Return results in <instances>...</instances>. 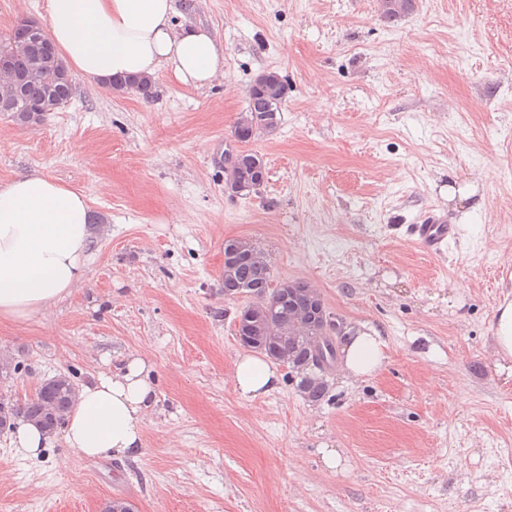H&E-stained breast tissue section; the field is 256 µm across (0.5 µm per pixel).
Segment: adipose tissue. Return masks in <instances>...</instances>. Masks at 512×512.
Here are the masks:
<instances>
[{"instance_id": "adipose-tissue-1", "label": "adipose tissue", "mask_w": 512, "mask_h": 512, "mask_svg": "<svg viewBox=\"0 0 512 512\" xmlns=\"http://www.w3.org/2000/svg\"><path fill=\"white\" fill-rule=\"evenodd\" d=\"M47 37L86 83L107 86L169 69L181 83L202 87L224 64L207 25L176 23L177 0H47ZM96 220L85 196L37 171L0 184V317L23 319L70 294L86 275ZM345 377L378 371L385 342L371 328L351 327L341 348ZM493 356L512 378V301L497 308ZM235 389L252 399L276 391L280 374L267 358L240 355ZM156 403L151 368L127 356L123 368L91 375L63 427L74 461L137 457L145 417Z\"/></svg>"}]
</instances>
